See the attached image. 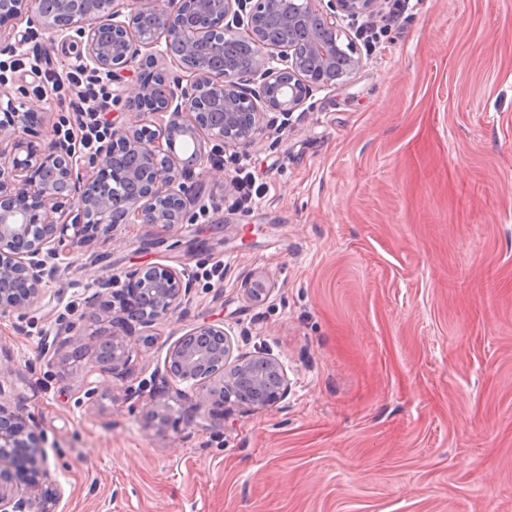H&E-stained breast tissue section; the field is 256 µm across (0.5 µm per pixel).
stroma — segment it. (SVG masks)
<instances>
[{
	"mask_svg": "<svg viewBox=\"0 0 512 512\" xmlns=\"http://www.w3.org/2000/svg\"><path fill=\"white\" fill-rule=\"evenodd\" d=\"M340 25L360 68L242 150L257 207L224 187L232 163L193 174L185 223L98 232L0 316V400L40 432L57 512H512V0H379ZM79 63L40 32L0 54L38 141L76 122ZM138 91L104 87L108 124L138 121ZM157 262L192 277L188 310L106 381L86 301ZM203 323L277 357L286 397L196 413L166 355ZM66 334L68 365L39 356Z\"/></svg>",
	"mask_w": 512,
	"mask_h": 512,
	"instance_id": "stroma-1",
	"label": "stroma"
}]
</instances>
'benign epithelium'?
Wrapping results in <instances>:
<instances>
[{
  "label": "benign epithelium",
  "mask_w": 512,
  "mask_h": 512,
  "mask_svg": "<svg viewBox=\"0 0 512 512\" xmlns=\"http://www.w3.org/2000/svg\"><path fill=\"white\" fill-rule=\"evenodd\" d=\"M196 11L188 10V3ZM241 0H0V23L62 37L80 47L85 70L109 81L139 63L141 49L153 48L188 74L162 73L140 84L138 106L168 117L156 129L146 124L114 128L99 148L80 151L75 137L47 144L27 138L38 104L16 106L0 76V316L26 311L43 297V284L60 272L56 260L87 246L100 229L117 224L174 227L187 218L182 179L207 166L206 144L244 147L259 131L263 111L291 115L313 91L343 81L361 60L324 39L336 33L343 16L373 12L378 0H256L247 16ZM214 31L219 42H246L254 56L246 72L229 70L194 54L196 43ZM260 78L259 90L241 87L245 75ZM192 143L175 156L177 139ZM192 288L175 268L154 263L127 274L117 294L119 311L107 301L88 299L93 317L111 326L90 357L109 377L123 375L135 325L151 327L177 313ZM70 340L58 336L44 354L63 360ZM167 366L174 378L190 382L196 409L223 394L239 404L271 406L288 392L282 362L267 353L234 354L224 327L201 324L171 347ZM64 489L44 459L41 435L0 403V512H55Z\"/></svg>",
  "instance_id": "7a95c632"
}]
</instances>
